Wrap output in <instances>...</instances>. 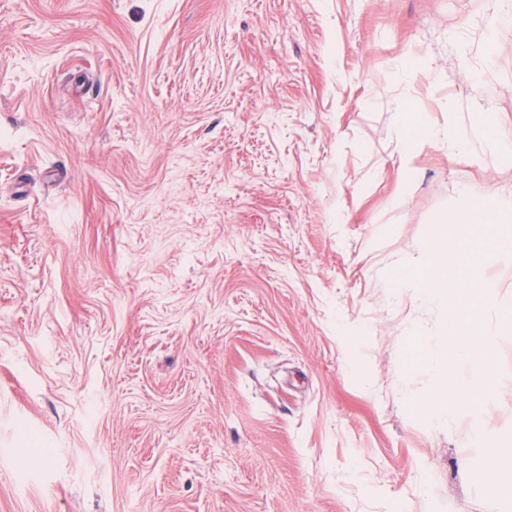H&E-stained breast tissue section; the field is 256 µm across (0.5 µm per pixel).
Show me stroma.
I'll return each instance as SVG.
<instances>
[{"label":"stroma","mask_w":512,"mask_h":512,"mask_svg":"<svg viewBox=\"0 0 512 512\" xmlns=\"http://www.w3.org/2000/svg\"><path fill=\"white\" fill-rule=\"evenodd\" d=\"M465 199L512 200L502 0H0V512H512V328L439 420L394 286ZM404 158L410 163L417 151L431 140L428 129L418 123L406 122L403 127Z\"/></svg>","instance_id":"35a3bbf8"}]
</instances>
